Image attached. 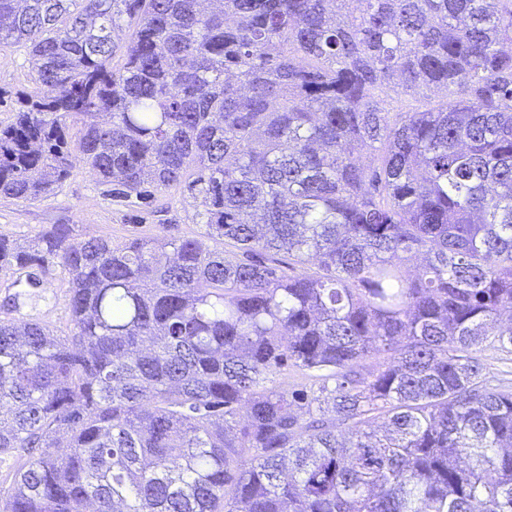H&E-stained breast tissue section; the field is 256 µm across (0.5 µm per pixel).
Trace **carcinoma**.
Masks as SVG:
<instances>
[{
  "mask_svg": "<svg viewBox=\"0 0 512 512\" xmlns=\"http://www.w3.org/2000/svg\"><path fill=\"white\" fill-rule=\"evenodd\" d=\"M505 43L512 0H0L34 84L0 197L76 152L113 198L188 185L203 229L0 233V272H68L73 324L3 305L0 512H512V390L477 355L512 346ZM377 100H383V105L390 112H414L434 107L440 100L437 96L426 94H404L399 92L395 94L390 92L389 95L378 92L375 96Z\"/></svg>",
  "mask_w": 512,
  "mask_h": 512,
  "instance_id": "1",
  "label": "carcinoma"
}]
</instances>
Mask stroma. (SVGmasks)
Wrapping results in <instances>:
<instances>
[{"instance_id":"1","label":"stroma","mask_w":512,"mask_h":512,"mask_svg":"<svg viewBox=\"0 0 512 512\" xmlns=\"http://www.w3.org/2000/svg\"><path fill=\"white\" fill-rule=\"evenodd\" d=\"M32 87L30 63L24 48L0 50V122L7 123ZM68 224L74 240L90 235L115 241L161 235L183 237L198 234L195 207L188 193L176 191L158 196L152 205L118 204L105 194V187L80 157H73L68 176L57 190L32 202L0 198V232L27 245L46 227ZM42 279L33 288L17 281L15 275L0 274V303L17 294L21 304L17 316L46 322L56 335H68L71 318L66 295V272L59 266L35 269Z\"/></svg>"}]
</instances>
